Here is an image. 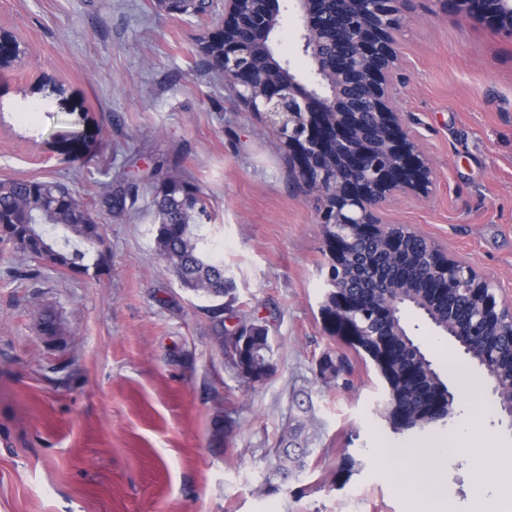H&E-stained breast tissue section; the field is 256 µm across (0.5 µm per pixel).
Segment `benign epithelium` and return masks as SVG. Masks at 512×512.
Listing matches in <instances>:
<instances>
[{
	"label": "benign epithelium",
	"mask_w": 512,
	"mask_h": 512,
	"mask_svg": "<svg viewBox=\"0 0 512 512\" xmlns=\"http://www.w3.org/2000/svg\"><path fill=\"white\" fill-rule=\"evenodd\" d=\"M224 0V80L237 102L257 113L278 137L300 188L313 195L321 224L336 225L324 236L327 278L343 270L355 237L382 240L390 257H404L411 229L387 221L384 211L397 195L427 197L436 185L433 164L408 113L394 96L404 59L396 34L411 0H296L303 51L325 88L308 90L273 54L270 35L278 25L271 0ZM489 24L512 39V0H435ZM431 274L439 288H462L477 301L478 321L490 327L504 314L512 320V297L472 264L424 239ZM336 335L352 344L363 335L355 321L358 300L333 286L324 298ZM464 357L485 365L470 344L438 322Z\"/></svg>",
	"instance_id": "benign-epithelium-1"
}]
</instances>
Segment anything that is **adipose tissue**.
<instances>
[{
	"mask_svg": "<svg viewBox=\"0 0 512 512\" xmlns=\"http://www.w3.org/2000/svg\"><path fill=\"white\" fill-rule=\"evenodd\" d=\"M459 448L466 449L474 464L473 487L478 501L477 512H502L504 503L512 502V479L493 493L487 491L485 483L488 461L502 458L497 449L476 442L464 446L452 436L420 452L399 446L383 448L379 451V460L395 476L397 487L404 489L413 483L434 482L448 453Z\"/></svg>",
	"mask_w": 512,
	"mask_h": 512,
	"instance_id": "ef3b65f1",
	"label": "adipose tissue"
}]
</instances>
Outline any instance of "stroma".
Listing matches in <instances>:
<instances>
[{
	"instance_id": "1",
	"label": "stroma",
	"mask_w": 512,
	"mask_h": 512,
	"mask_svg": "<svg viewBox=\"0 0 512 512\" xmlns=\"http://www.w3.org/2000/svg\"><path fill=\"white\" fill-rule=\"evenodd\" d=\"M224 0L174 13L158 0H0V33L25 46L0 63V181L66 184L99 218L104 263L76 274L0 242V512H411L375 446H424L454 434L512 453V431L483 389L454 420L394 435L376 414L382 379L324 320L327 256L313 200L275 133L199 65ZM406 81L398 103L436 172L426 198L399 197L409 224L512 292V40L435 0H413L398 35ZM300 21L279 0L277 57L304 70ZM208 204L201 226L235 299L224 325L256 317L275 338V368L248 383L226 357L222 327L182 288L155 245L159 164ZM137 185L134 207L103 197ZM52 313L62 333L45 336ZM410 336L445 383L454 341L418 312ZM328 352L353 366L350 389L323 383ZM309 394L307 473L279 491L263 475ZM232 431L214 437L215 418ZM365 465L341 481L344 452ZM443 512H473L472 464L444 461Z\"/></svg>"
}]
</instances>
